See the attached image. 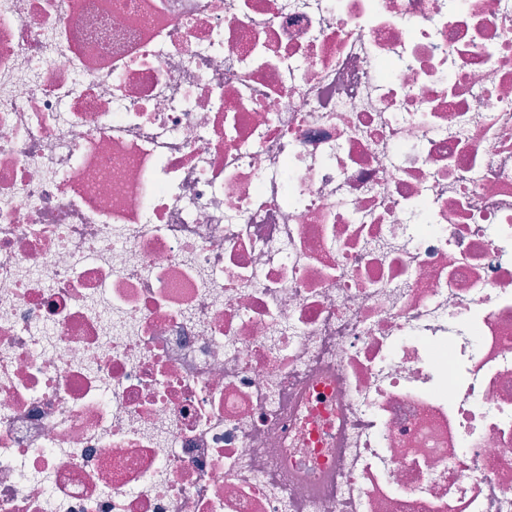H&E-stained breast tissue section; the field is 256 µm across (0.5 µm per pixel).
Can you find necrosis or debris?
<instances>
[{
    "mask_svg": "<svg viewBox=\"0 0 512 512\" xmlns=\"http://www.w3.org/2000/svg\"><path fill=\"white\" fill-rule=\"evenodd\" d=\"M0 512H512V0H0Z\"/></svg>",
    "mask_w": 512,
    "mask_h": 512,
    "instance_id": "1",
    "label": "necrosis or debris"
}]
</instances>
